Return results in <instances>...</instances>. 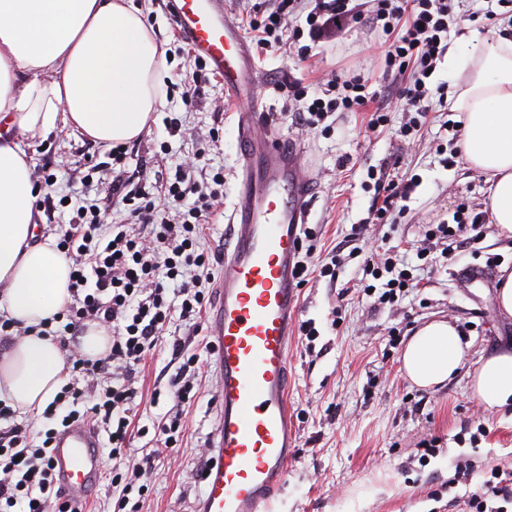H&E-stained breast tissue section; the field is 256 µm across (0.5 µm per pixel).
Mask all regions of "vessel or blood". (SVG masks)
Returning <instances> with one entry per match:
<instances>
[{
  "label": "vessel or blood",
  "instance_id": "obj_1",
  "mask_svg": "<svg viewBox=\"0 0 512 512\" xmlns=\"http://www.w3.org/2000/svg\"><path fill=\"white\" fill-rule=\"evenodd\" d=\"M176 31L236 95H255L242 36L223 0H167ZM261 112L238 118L237 201L224 227L221 272L210 317L217 358L213 455L202 471L200 512H271L291 455L288 339L299 317L297 261L314 178L284 140L261 136ZM53 480L77 512L102 476L98 432L83 421L56 436Z\"/></svg>",
  "mask_w": 512,
  "mask_h": 512
}]
</instances>
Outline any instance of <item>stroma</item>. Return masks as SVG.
Here are the masks:
<instances>
[{
  "instance_id": "1",
  "label": "stroma",
  "mask_w": 512,
  "mask_h": 512,
  "mask_svg": "<svg viewBox=\"0 0 512 512\" xmlns=\"http://www.w3.org/2000/svg\"><path fill=\"white\" fill-rule=\"evenodd\" d=\"M146 24L167 55L165 103L148 132L126 143L122 169L143 173L155 196H163L160 177L174 176L179 165L197 161V182L224 174L222 205L201 241V249L219 252L225 218L237 195V118L246 107L210 71H196L188 48L174 33L165 0H134ZM494 10L496 20L485 17ZM450 39L477 32L502 33V19L512 9L489 6L487 0H460ZM386 49L376 34L351 31L315 46L309 60L280 49L255 52L259 65L255 83L267 115L266 129L296 146L301 162L317 177L309 223L321 227L315 260L329 252L343 255L336 281L309 275L299 291L301 320H314L320 332L314 341L293 333L288 346V413L293 433L292 460L285 486L276 492V512H460L454 497L467 487H479L488 467L512 470V413L483 409L471 381L483 356L512 350V318L497 305L501 267L512 270V240L487 225L478 244L450 242L452 259L434 249L426 259L417 252L427 225L452 220L458 205L470 213L485 211L484 178L465 158H452V134L445 124L454 114L433 106L421 135L399 141L396 133L411 115L389 94L381 60ZM370 77L374 105L383 106L386 126L366 128L364 112H336L307 128L295 120L297 108L289 78L310 84L334 78L343 69ZM182 131L171 134V123ZM27 152L34 163L33 178L41 180L56 167L58 180L51 196L99 204L107 224L130 223V207L105 198L103 183L113 161L108 149L76 138L58 126L44 140L33 141ZM403 157L400 174L417 177L418 185L405 201L403 215L392 224L368 225L359 245L363 251L394 252L399 268L419 281L417 292L393 304H376L357 286L359 259L350 258L347 242L353 227L365 223L373 204L374 182L368 169L380 168L392 155ZM93 159L99 170L91 182L69 179V168ZM481 258H474V251ZM497 257L487 265V257ZM478 264L489 269L486 279L468 284L457 278L462 267ZM340 309V324L332 326L331 309ZM434 319L456 325L473 339L460 373L435 389L414 386L401 370L403 349L416 329ZM194 338L201 347V389L185 406L186 430L173 451L155 462L149 488L152 512H194L200 496L203 465L198 448L209 440L217 408L215 357L206 353V319H199ZM187 328L172 316L156 346L149 352L144 374L136 384L135 422L150 427L174 404L166 387L176 372L171 344ZM159 400H152L155 387ZM483 414L486 437L478 445L460 442L476 414ZM439 438V449L420 461L421 441ZM471 472L469 485L448 488L456 469Z\"/></svg>"
}]
</instances>
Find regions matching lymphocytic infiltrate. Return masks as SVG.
Wrapping results in <instances>:
<instances>
[{"label": "lymphocytic infiltrate", "instance_id": "lymphocytic-infiltrate-1", "mask_svg": "<svg viewBox=\"0 0 512 512\" xmlns=\"http://www.w3.org/2000/svg\"><path fill=\"white\" fill-rule=\"evenodd\" d=\"M455 0H275L270 12H256L249 27L264 47L289 41L300 59H308L313 44L329 41L347 29L380 32L387 42L384 72L391 79V93L404 111L416 113V120L400 127L401 139L415 137L422 128L432 102L448 103V85L429 86L430 71L436 70L448 53V33L455 22ZM305 13V23L291 25L290 19ZM369 81L349 73L328 80L322 93L309 97L299 81L288 88L304 115L305 125L325 120L336 111L365 112L370 127L387 123L383 108H371ZM191 173L183 167L166 183L173 216H166L155 204L145 183L120 172L108 181L109 198L132 205L131 221L106 225L105 212L94 204L70 205L73 214L56 242V248L71 263L70 299L62 324L44 320L42 335L53 336L64 352L72 379L57 393L44 411L57 419L41 441H34L28 425L17 422L15 410L0 400V512H70L67 495L53 483L49 449L58 428L86 420L107 436L112 458H126L135 430L131 403L134 384L148 351L157 343L173 314L182 320L199 317L205 294L190 279L192 269L207 270L211 255L200 248V239L214 212L223 185V173H215L214 191L188 200L185 184ZM416 179H394L380 172L375 179L377 196L369 212L373 224H392L400 217L399 200L410 195ZM485 221L456 211L452 223L428 225L427 246L419 250L426 257L430 248L448 239L482 232ZM351 256H363L362 270L373 278L363 290L378 296L379 303H395L415 287L407 270L398 269L383 253L364 254L355 247ZM97 324L112 335L105 356L90 359L79 348L78 337L88 324ZM193 334L174 337L172 354L180 365L169 380L175 404L155 427L154 447L143 449L141 457L127 460L124 468H113L112 491L118 496L117 512H144L143 499L155 470V460L176 445L184 427V406L198 382L200 355L191 351ZM91 407H82L83 398ZM470 512H507L512 504V471L492 468L488 479L463 499Z\"/></svg>", "mask_w": 512, "mask_h": 512}]
</instances>
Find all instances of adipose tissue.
I'll return each instance as SVG.
<instances>
[{"label": "adipose tissue", "mask_w": 512, "mask_h": 512, "mask_svg": "<svg viewBox=\"0 0 512 512\" xmlns=\"http://www.w3.org/2000/svg\"><path fill=\"white\" fill-rule=\"evenodd\" d=\"M446 61L465 158L486 175L492 220L512 238V39L474 35ZM164 71V52L129 0H0V121L20 131L0 134L1 313L35 326L70 298V262L54 239L34 240L39 193L21 138H47L62 124L110 148L133 141L164 104ZM472 345L452 323L429 322L403 350L404 373L421 388L444 384ZM68 377L57 341L24 336L0 360V397L38 415ZM473 389L486 408L512 407V352L484 357Z\"/></svg>", "instance_id": "ef3b65f1"}]
</instances>
